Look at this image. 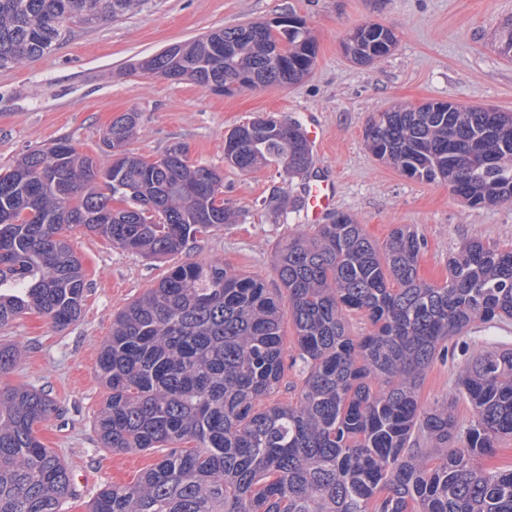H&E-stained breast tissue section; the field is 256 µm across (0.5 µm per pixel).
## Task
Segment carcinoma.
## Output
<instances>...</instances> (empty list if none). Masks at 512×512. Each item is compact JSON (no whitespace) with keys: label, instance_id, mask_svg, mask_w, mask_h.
<instances>
[{"label":"carcinoma","instance_id":"cac0c4a2","mask_svg":"<svg viewBox=\"0 0 512 512\" xmlns=\"http://www.w3.org/2000/svg\"><path fill=\"white\" fill-rule=\"evenodd\" d=\"M148 2L0 0V70L49 53L74 26ZM284 20L288 55L275 61L270 28ZM395 45L378 23L342 42L358 65ZM498 50L512 57V20ZM315 60L305 20L288 13L166 48L145 66L231 94L297 84ZM137 124L134 112L112 121L103 161L64 137L0 170V328L27 311L61 328L79 320L90 283L67 235L75 226L158 256L233 222L223 176L191 163L181 145L147 165L129 148ZM232 137L224 162L242 172L274 165L293 179L312 165L296 121L257 115ZM364 142L410 179L448 183L472 208L512 203V112L449 101L394 108L371 116ZM122 188L127 206L115 212ZM424 248L408 226L380 247L338 212L278 245L280 291L217 260L172 267L113 317L97 356L108 390L96 421L102 447L164 452L134 483L100 489L89 512H512V469L480 465L512 436V348L477 350L464 364L458 392L471 421L458 419L454 399L419 402L427 369L453 338L476 321H512V247L466 242L440 284L418 276ZM350 313L371 331L351 335ZM286 319L295 328L291 364L306 375L295 403L268 404L285 372ZM21 354L20 344L0 343V376ZM55 411L43 390L0 385V512H62L73 496L65 464L35 433Z\"/></svg>","mask_w":512,"mask_h":512}]
</instances>
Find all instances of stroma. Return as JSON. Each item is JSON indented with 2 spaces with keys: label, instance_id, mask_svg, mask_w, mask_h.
<instances>
[{
  "label": "stroma",
  "instance_id": "35a3bbf8",
  "mask_svg": "<svg viewBox=\"0 0 512 512\" xmlns=\"http://www.w3.org/2000/svg\"><path fill=\"white\" fill-rule=\"evenodd\" d=\"M290 11L306 21L317 45L315 66L300 83L227 95L132 69L169 45ZM510 19L512 0H150L138 13L75 26L50 53L0 71V168L62 137L98 155L105 128L134 112L135 152L153 159L172 144L183 145L191 162L221 171L224 203L236 213L235 223L197 235L181 253L158 257L73 229L69 238L91 284L81 319L57 330L43 315L29 313L0 328V343L24 347L0 379L50 393L57 411L35 432L71 476L92 477L63 512H88L101 488L134 482L160 456L156 450L115 453L99 441L95 418L108 391L97 378L96 360L115 314L187 260H220L267 287L280 285L274 252L304 219L299 209L276 212L267 205L272 193L288 188L283 169L244 173L225 166L224 135L236 125L260 113L319 125L317 161L336 178L337 210L351 214L380 245L394 227H415L427 241L418 263L426 282H444L449 258L469 239L512 246V204L469 207L447 183L414 181L380 163L363 138L373 113L398 103L450 100L512 112V57L495 46L497 31ZM366 22L392 27L398 43L387 56L358 66L345 58L342 40ZM497 343L512 347V324L476 323L456 337L454 354L428 368L421 405L454 396L465 359Z\"/></svg>",
  "mask_w": 512,
  "mask_h": 512
}]
</instances>
